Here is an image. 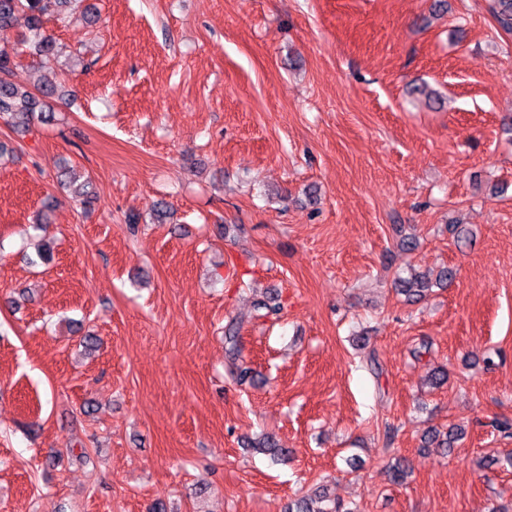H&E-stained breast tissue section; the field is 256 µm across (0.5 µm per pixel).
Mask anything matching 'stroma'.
Listing matches in <instances>:
<instances>
[{
  "label": "stroma",
  "instance_id": "stroma-1",
  "mask_svg": "<svg viewBox=\"0 0 512 512\" xmlns=\"http://www.w3.org/2000/svg\"><path fill=\"white\" fill-rule=\"evenodd\" d=\"M434 2L45 16L69 97L25 134L0 121V512H285L319 486L351 512H512V33L487 0ZM21 34L0 49L29 87ZM42 238L53 259L30 264ZM443 265L449 287L399 294ZM263 432L288 460L248 451Z\"/></svg>",
  "mask_w": 512,
  "mask_h": 512
}]
</instances>
